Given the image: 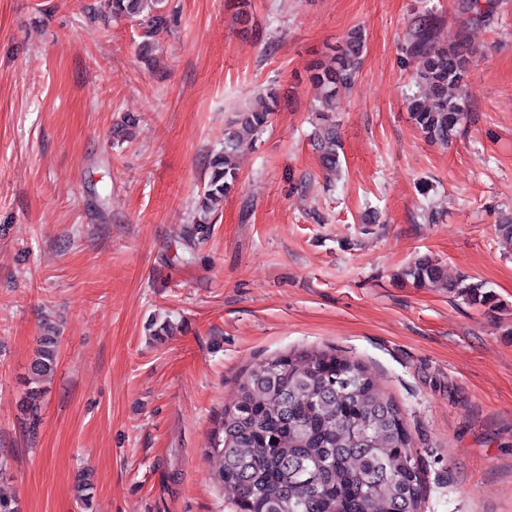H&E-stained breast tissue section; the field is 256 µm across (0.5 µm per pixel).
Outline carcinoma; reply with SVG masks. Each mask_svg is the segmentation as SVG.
Instances as JSON below:
<instances>
[{"instance_id": "1", "label": "carcinoma", "mask_w": 512, "mask_h": 512, "mask_svg": "<svg viewBox=\"0 0 512 512\" xmlns=\"http://www.w3.org/2000/svg\"><path fill=\"white\" fill-rule=\"evenodd\" d=\"M107 14L130 19L141 29L140 52L149 60L155 38L167 29L164 0H105ZM466 22L487 15L482 0H457ZM366 35L352 28L309 68L320 89L315 146L324 168L340 165L335 112L339 91L356 83ZM417 63L412 78L417 91L406 98L417 129L429 141L448 144L468 119L464 93L475 62L467 30L454 40L441 39L431 20L422 18L406 46ZM279 96L274 89L240 112L224 128V148L209 160L208 179L198 207L207 214L224 201L239 180L236 156L272 119ZM398 277L416 288H445L474 304L491 295L485 285L465 275L448 278L442 264L421 257ZM59 336L46 324L31 362L38 381L57 366ZM40 390L32 388L24 405L28 433L40 419ZM205 453L218 460L216 483L235 492V512H420L422 473L404 416L377 387L368 370L328 351L301 350L274 356L240 380L233 402L224 407Z\"/></svg>"}]
</instances>
